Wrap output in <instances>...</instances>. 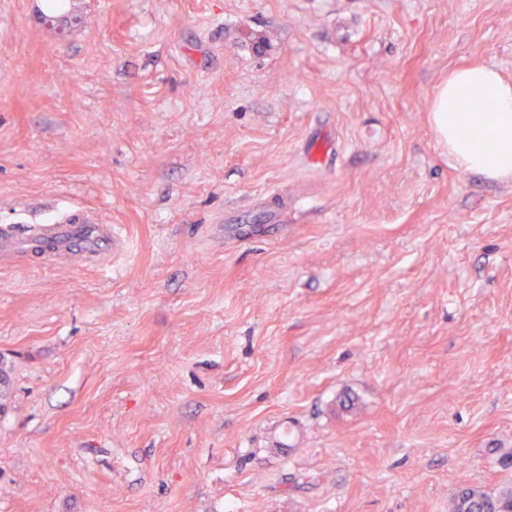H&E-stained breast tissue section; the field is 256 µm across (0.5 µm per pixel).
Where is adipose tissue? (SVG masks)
Segmentation results:
<instances>
[{
  "mask_svg": "<svg viewBox=\"0 0 512 512\" xmlns=\"http://www.w3.org/2000/svg\"><path fill=\"white\" fill-rule=\"evenodd\" d=\"M477 102L486 111H473ZM429 120L439 147L458 168L512 180V79L490 67H458L434 91ZM483 136L496 142L494 151L475 147Z\"/></svg>",
  "mask_w": 512,
  "mask_h": 512,
  "instance_id": "1",
  "label": "adipose tissue"
}]
</instances>
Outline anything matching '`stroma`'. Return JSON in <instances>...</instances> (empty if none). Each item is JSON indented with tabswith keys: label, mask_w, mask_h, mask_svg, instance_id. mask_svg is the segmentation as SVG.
Returning a JSON list of instances; mask_svg holds the SVG:
<instances>
[{
	"label": "stroma",
	"mask_w": 512,
	"mask_h": 512,
	"mask_svg": "<svg viewBox=\"0 0 512 512\" xmlns=\"http://www.w3.org/2000/svg\"><path fill=\"white\" fill-rule=\"evenodd\" d=\"M0 0V512H451L512 487V181L428 106L512 0ZM289 424L294 445L275 431ZM127 239L117 224H100L88 210L64 212L49 224L20 232L0 225V263L105 265L122 255Z\"/></svg>",
	"instance_id": "obj_1"
}]
</instances>
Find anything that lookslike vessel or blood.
Wrapping results in <instances>:
<instances>
[{
  "instance_id": "vessel-or-blood-1",
  "label": "vessel or blood",
  "mask_w": 512,
  "mask_h": 512,
  "mask_svg": "<svg viewBox=\"0 0 512 512\" xmlns=\"http://www.w3.org/2000/svg\"><path fill=\"white\" fill-rule=\"evenodd\" d=\"M127 239L116 224L100 223L96 214L75 210L48 224H34L21 232L0 225V263L93 264L101 266L122 255Z\"/></svg>"
}]
</instances>
